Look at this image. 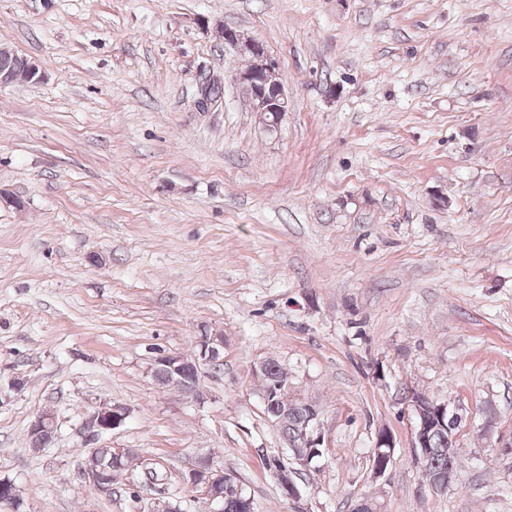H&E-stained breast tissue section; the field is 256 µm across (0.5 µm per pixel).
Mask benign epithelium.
<instances>
[{
  "mask_svg": "<svg viewBox=\"0 0 512 512\" xmlns=\"http://www.w3.org/2000/svg\"><path fill=\"white\" fill-rule=\"evenodd\" d=\"M218 36L229 46L241 54H247L252 59V65L234 74L235 80L244 85L250 94L253 110L260 116V120L267 130L274 131L280 124L282 117L288 112L290 103L280 75L274 63L266 54L262 44L255 40H246L233 28H220ZM23 70L14 76L0 77V87L13 85L17 82H33L42 79L36 64L27 58H22ZM195 345L198 346L196 353L187 357L183 354L160 353L154 359L150 371L155 372L160 368L167 371L173 385L184 386L183 395L190 399L199 400L203 393L200 387V380L196 379L189 384L185 380V372L189 369L195 374H200L204 366H217L222 362L224 350V339L221 336H211L206 333L197 337ZM412 396L426 401V408H421L416 402H408L414 414V426L412 432V448L415 463L423 465L428 457L426 450L422 447L424 434L430 425H438L442 428H449L455 421L461 420V416L450 410L448 404L431 398L423 391H414ZM300 405L308 409V416L304 422L303 444L308 451L303 453L296 448V445L289 444V455L295 457V462L302 467L309 465L311 456L319 454L318 448L323 445L324 438L320 431L319 410L317 406L304 399ZM128 417V410L121 405L103 404L99 406L89 417L86 427L92 437L112 431L119 427ZM30 430L41 437L43 441H49L55 435L56 423L54 417L49 413H41L31 423ZM395 448L393 436L388 431L377 434L372 457V471L375 477L380 478L388 470L392 453L388 449ZM458 456V449H450L448 459V477L440 479L430 485L435 492H444L451 484L455 471L453 458ZM82 476L95 491L101 495H112V485L106 475V469L101 460L90 451L86 454L81 466ZM276 478L286 490L288 499L298 503L302 499V493L295 480V470L291 468H278ZM190 483L201 489L203 499L206 500L210 512H222L224 498L215 489V485L224 487L240 486L233 475L225 473L214 466L213 461L205 458L200 461L198 467L189 474Z\"/></svg>",
  "mask_w": 512,
  "mask_h": 512,
  "instance_id": "benign-epithelium-1",
  "label": "benign epithelium"
}]
</instances>
